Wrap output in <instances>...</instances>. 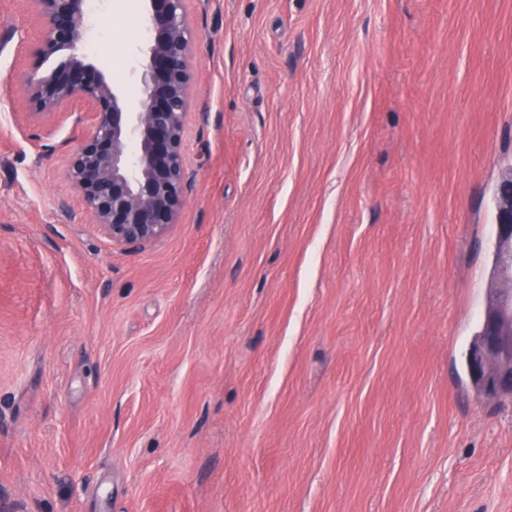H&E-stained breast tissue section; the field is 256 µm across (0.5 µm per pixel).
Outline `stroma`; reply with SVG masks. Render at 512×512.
I'll return each mask as SVG.
<instances>
[{
	"label": "stroma",
	"mask_w": 512,
	"mask_h": 512,
	"mask_svg": "<svg viewBox=\"0 0 512 512\" xmlns=\"http://www.w3.org/2000/svg\"><path fill=\"white\" fill-rule=\"evenodd\" d=\"M177 222L82 211L0 0V504L512 512V397L465 362L512 167V0H185ZM133 41L88 44L130 103Z\"/></svg>",
	"instance_id": "35a3bbf8"
}]
</instances>
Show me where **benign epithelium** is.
Segmentation results:
<instances>
[{"mask_svg":"<svg viewBox=\"0 0 512 512\" xmlns=\"http://www.w3.org/2000/svg\"><path fill=\"white\" fill-rule=\"evenodd\" d=\"M41 19L39 45L26 74L33 115L56 114L82 101L73 131L81 142L69 176L83 210L114 242L137 247L164 236L188 186L183 135L189 101L188 56L194 39L185 0H144L141 97L131 111L117 85L90 59L94 26L88 0H34ZM61 58L44 68L52 58ZM496 271L509 283L485 309L468 357L470 376L486 398L512 396V169L496 189Z\"/></svg>","mask_w":512,"mask_h":512,"instance_id":"1","label":"benign epithelium"}]
</instances>
